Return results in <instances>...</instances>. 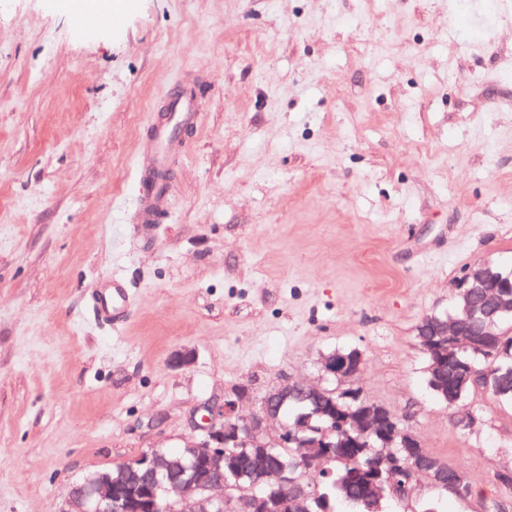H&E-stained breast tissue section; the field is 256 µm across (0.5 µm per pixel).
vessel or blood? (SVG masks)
Returning a JSON list of instances; mask_svg holds the SVG:
<instances>
[{
	"mask_svg": "<svg viewBox=\"0 0 512 512\" xmlns=\"http://www.w3.org/2000/svg\"><path fill=\"white\" fill-rule=\"evenodd\" d=\"M120 12L78 13L73 17L77 33L87 34L99 26L116 25ZM201 95L195 91L176 94L165 117L153 121L139 144L136 165L140 188L133 211V224L149 226L160 223L169 209L171 162L184 155L189 132L201 126ZM91 292L101 317L120 324L126 319L131 295L124 281L110 277L92 283Z\"/></svg>",
	"mask_w": 512,
	"mask_h": 512,
	"instance_id": "1",
	"label": "vessel or blood"
}]
</instances>
